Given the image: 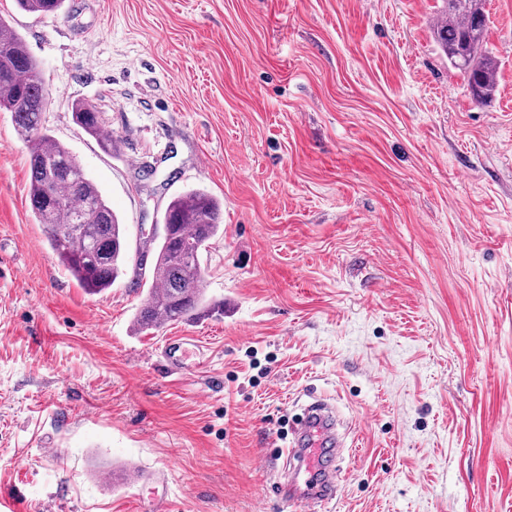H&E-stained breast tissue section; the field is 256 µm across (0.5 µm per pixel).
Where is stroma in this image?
Instances as JSON below:
<instances>
[{"mask_svg": "<svg viewBox=\"0 0 512 512\" xmlns=\"http://www.w3.org/2000/svg\"><path fill=\"white\" fill-rule=\"evenodd\" d=\"M439 6L65 0L39 17L0 0L47 126L130 249L182 190L224 206L203 257L223 315L135 333L149 277L76 285L0 112V495L22 512H284L282 451L314 395L350 449L312 512H512V0H486L501 67L484 105L433 40ZM78 99L111 151L75 124ZM178 334L201 342L179 377L161 356Z\"/></svg>", "mask_w": 512, "mask_h": 512, "instance_id": "stroma-1", "label": "stroma"}]
</instances>
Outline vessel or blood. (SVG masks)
Returning a JSON list of instances; mask_svg holds the SVG:
<instances>
[{"label":"vessel or blood","mask_w":512,"mask_h":512,"mask_svg":"<svg viewBox=\"0 0 512 512\" xmlns=\"http://www.w3.org/2000/svg\"><path fill=\"white\" fill-rule=\"evenodd\" d=\"M188 342L185 336L169 337L163 356L170 373L177 374L186 370ZM343 444L334 408L321 401L308 404L295 428L289 476L277 484L281 500L305 505L326 504L334 500L336 473L325 467L323 461L333 458Z\"/></svg>","instance_id":"obj_1"}]
</instances>
